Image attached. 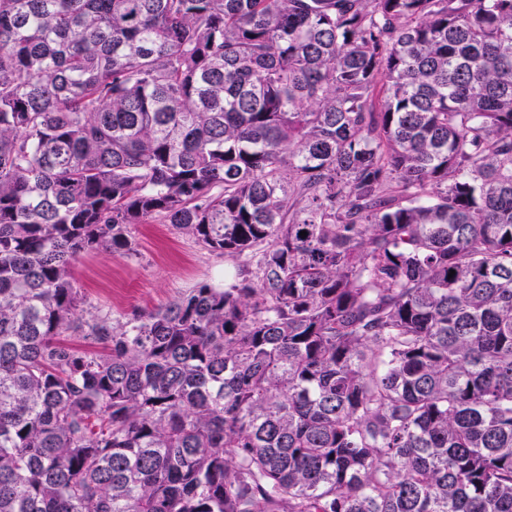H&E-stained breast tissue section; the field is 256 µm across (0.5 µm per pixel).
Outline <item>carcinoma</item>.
<instances>
[{
  "mask_svg": "<svg viewBox=\"0 0 512 512\" xmlns=\"http://www.w3.org/2000/svg\"><path fill=\"white\" fill-rule=\"evenodd\" d=\"M0 512H512V0H0ZM126 235L133 251L109 255L93 250L72 269L83 308L91 314L122 319L154 311L200 284L224 287V279L235 272V259L163 220L129 224Z\"/></svg>",
  "mask_w": 512,
  "mask_h": 512,
  "instance_id": "obj_1",
  "label": "carcinoma"
}]
</instances>
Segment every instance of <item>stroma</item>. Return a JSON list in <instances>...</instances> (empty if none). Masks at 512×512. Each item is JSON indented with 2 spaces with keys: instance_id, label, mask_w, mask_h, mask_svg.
Returning <instances> with one entry per match:
<instances>
[{
  "instance_id": "stroma-1",
  "label": "stroma",
  "mask_w": 512,
  "mask_h": 512,
  "mask_svg": "<svg viewBox=\"0 0 512 512\" xmlns=\"http://www.w3.org/2000/svg\"><path fill=\"white\" fill-rule=\"evenodd\" d=\"M126 235L131 252L94 250L72 269L83 307L91 314L120 319L154 311L200 284H223L235 272V259L163 220L128 225Z\"/></svg>"
}]
</instances>
